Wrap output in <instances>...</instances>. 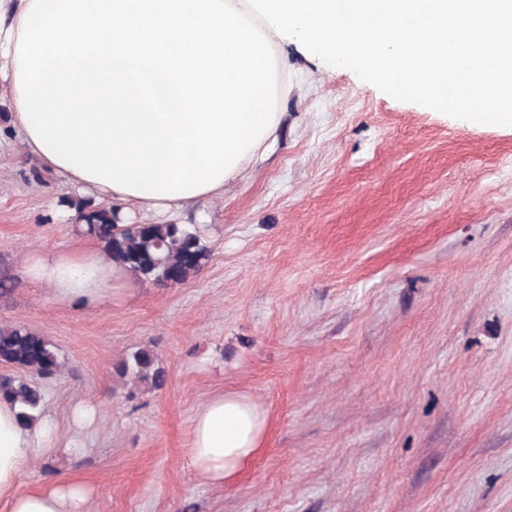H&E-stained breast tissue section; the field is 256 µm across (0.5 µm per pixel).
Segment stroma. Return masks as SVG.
<instances>
[{
  "instance_id": "obj_1",
  "label": "stroma",
  "mask_w": 512,
  "mask_h": 512,
  "mask_svg": "<svg viewBox=\"0 0 512 512\" xmlns=\"http://www.w3.org/2000/svg\"><path fill=\"white\" fill-rule=\"evenodd\" d=\"M278 56L276 141L203 202V266L90 313L23 274L29 255L99 242L58 220L68 187L33 181L0 112V326L64 360L40 383L59 423L102 406L77 454L36 459L22 487L81 481L89 512H512V129L391 95L300 39ZM141 346L162 390L114 373ZM224 393L268 425L214 486L192 426Z\"/></svg>"
}]
</instances>
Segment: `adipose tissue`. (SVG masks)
<instances>
[{
  "label": "adipose tissue",
  "instance_id": "ef3b65f1",
  "mask_svg": "<svg viewBox=\"0 0 512 512\" xmlns=\"http://www.w3.org/2000/svg\"><path fill=\"white\" fill-rule=\"evenodd\" d=\"M269 42L297 36L335 64L366 73L397 97L424 98L441 110L459 111L476 101L473 118L512 126V0H229ZM30 0H0V77L7 106L26 153L64 185L116 206L176 213L195 197L146 198L89 181L55 163L32 139L19 110L15 51ZM25 272L61 306L83 312L105 298L124 299L130 276L89 247L47 250L30 256ZM100 407L76 403L67 426L52 414L22 424L0 401V504L6 512H87L91 490L65 479L25 490L21 475L32 462L59 448L75 449L64 428L94 425ZM267 428L263 410L248 397L227 394L203 405L193 420L191 458L207 484L230 483L259 451Z\"/></svg>",
  "mask_w": 512,
  "mask_h": 512
}]
</instances>
